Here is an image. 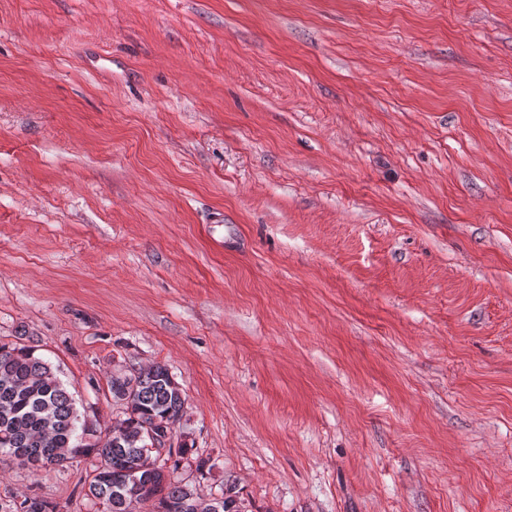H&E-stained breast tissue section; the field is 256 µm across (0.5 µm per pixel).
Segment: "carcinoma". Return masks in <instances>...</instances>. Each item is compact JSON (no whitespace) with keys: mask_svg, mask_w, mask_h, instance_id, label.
Segmentation results:
<instances>
[{"mask_svg":"<svg viewBox=\"0 0 512 512\" xmlns=\"http://www.w3.org/2000/svg\"><path fill=\"white\" fill-rule=\"evenodd\" d=\"M123 418L111 425L105 441L80 413L57 369L36 355V346L0 341V455L18 468L62 467L81 457L97 460L85 496L97 512H135L151 498L159 512H244L236 487L204 498L176 477L191 449H171L159 462L152 453L150 430L184 413L186 397L167 366L119 370L108 380ZM41 465H35V462ZM0 512H58L38 496L24 498Z\"/></svg>","mask_w":512,"mask_h":512,"instance_id":"obj_1","label":"carcinoma"}]
</instances>
